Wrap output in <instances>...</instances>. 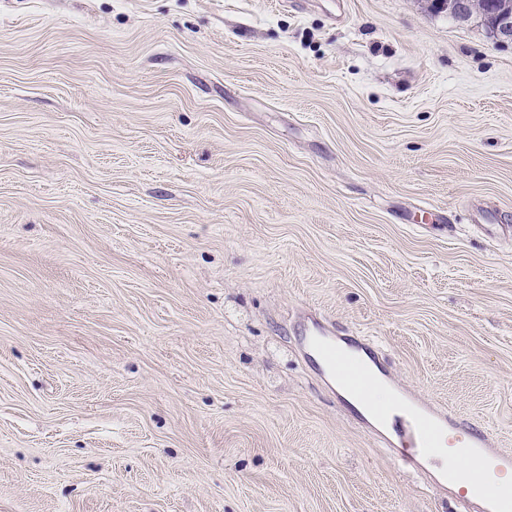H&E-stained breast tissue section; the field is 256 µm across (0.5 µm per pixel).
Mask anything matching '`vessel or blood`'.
<instances>
[{
	"instance_id": "b4317fda",
	"label": "vessel or blood",
	"mask_w": 512,
	"mask_h": 512,
	"mask_svg": "<svg viewBox=\"0 0 512 512\" xmlns=\"http://www.w3.org/2000/svg\"><path fill=\"white\" fill-rule=\"evenodd\" d=\"M318 366L329 377L359 396L369 397L366 418L370 428L382 439L392 442L397 461L407 466L428 468L432 461H441L449 482L463 489L464 498L472 512H512V498L492 490L485 476L477 471L464 470L448 458L441 448L446 430H455L460 452L470 455L491 454L498 470L512 471V454L490 452L486 429L457 419L452 413L432 410L411 392L398 389L374 401L372 395L382 388L375 372L362 356H355L344 372H337L336 344L322 330H312L304 339Z\"/></svg>"
}]
</instances>
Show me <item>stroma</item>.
I'll return each mask as SVG.
<instances>
[{"label": "stroma", "instance_id": "stroma-1", "mask_svg": "<svg viewBox=\"0 0 512 512\" xmlns=\"http://www.w3.org/2000/svg\"><path fill=\"white\" fill-rule=\"evenodd\" d=\"M316 324L512 453V44L427 0H0V512H468Z\"/></svg>", "mask_w": 512, "mask_h": 512}]
</instances>
